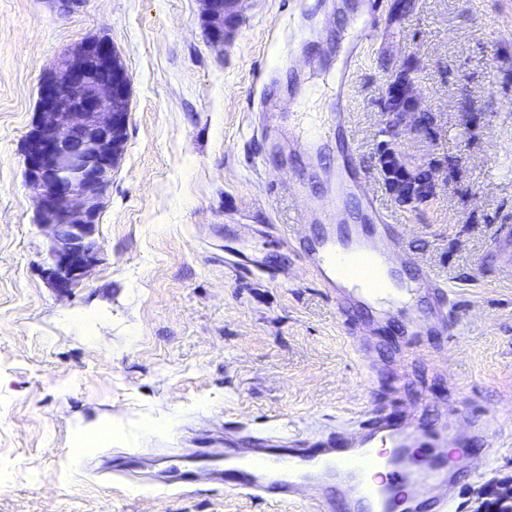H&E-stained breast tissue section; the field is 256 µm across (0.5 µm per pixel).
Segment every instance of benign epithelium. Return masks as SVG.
Masks as SVG:
<instances>
[{"label": "benign epithelium", "mask_w": 512, "mask_h": 512, "mask_svg": "<svg viewBox=\"0 0 512 512\" xmlns=\"http://www.w3.org/2000/svg\"><path fill=\"white\" fill-rule=\"evenodd\" d=\"M211 37L224 38V4L203 0ZM38 112L23 146L26 185L36 202V222L49 236L44 274L60 297H68L99 262L95 238L112 170L126 140L130 80L112 43L88 39L61 55L38 92ZM385 124L389 139L385 152L399 191L414 167L402 154L398 140L413 129L431 136L422 113L396 105L401 99L416 103L414 84L388 83Z\"/></svg>", "instance_id": "1"}]
</instances>
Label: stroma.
I'll use <instances>...</instances> for the list:
<instances>
[{"mask_svg":"<svg viewBox=\"0 0 512 512\" xmlns=\"http://www.w3.org/2000/svg\"><path fill=\"white\" fill-rule=\"evenodd\" d=\"M375 2L376 24L347 83L338 63ZM237 0L211 42L202 0H0V512H311L198 482L119 474L131 449L212 448L225 430L326 426L406 398L466 402L512 426V271L491 251L512 225V0ZM84 38L112 42L130 80L126 142L112 171L91 276L70 297L44 278L49 238L35 221L22 147L38 87ZM415 69L434 139L404 131L413 164L453 159L420 208L399 203L376 163L381 100ZM325 124L349 115L371 193L418 262L455 290L469 333L430 358L383 338V375L366 377L335 300L287 244L289 183L306 156L260 166L261 104ZM481 115L462 124L463 114ZM255 245L277 278L224 264V235ZM109 419L112 440L82 447Z\"/></svg>","mask_w":512,"mask_h":512,"instance_id":"obj_1","label":"stroma"}]
</instances>
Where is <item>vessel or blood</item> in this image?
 I'll list each match as a JSON object with an SVG mask.
<instances>
[{
	"instance_id": "b4317fda",
	"label": "vessel or blood",
	"mask_w": 512,
	"mask_h": 512,
	"mask_svg": "<svg viewBox=\"0 0 512 512\" xmlns=\"http://www.w3.org/2000/svg\"><path fill=\"white\" fill-rule=\"evenodd\" d=\"M331 135L327 127L315 136L296 134L295 141L305 154L316 155ZM364 178L361 167L341 160L337 196ZM309 182L306 176L297 179L292 195L299 208L314 207L319 231L313 235L308 225H289L288 242L343 311L370 310L379 329L399 322L407 344L418 350L433 337L459 335L463 322L445 282L427 272L404 275L401 233L386 221L375 197L365 199L364 224H346L341 206L312 200ZM224 252L241 271L266 267L256 253L230 246ZM501 429L493 415L460 410L429 423L375 407L337 420L326 432L263 437L259 451L227 458L217 483L228 493L278 501L308 488L315 512H452L448 482L457 453H476L486 446L489 431Z\"/></svg>"
}]
</instances>
